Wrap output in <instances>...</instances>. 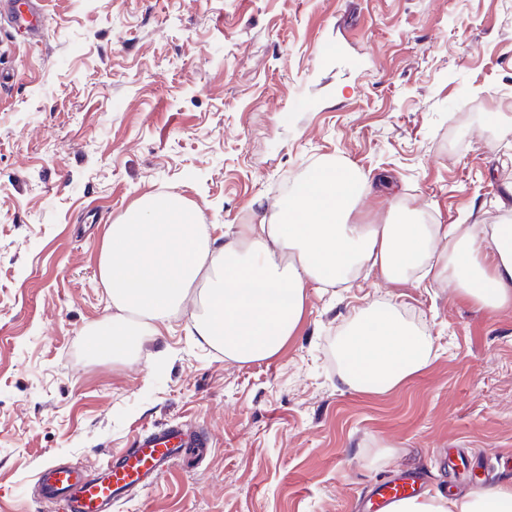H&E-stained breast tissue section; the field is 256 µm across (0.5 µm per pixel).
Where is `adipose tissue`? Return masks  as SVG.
<instances>
[{
    "mask_svg": "<svg viewBox=\"0 0 512 512\" xmlns=\"http://www.w3.org/2000/svg\"><path fill=\"white\" fill-rule=\"evenodd\" d=\"M371 189L358 171L316 163L281 199L276 220L243 225L238 239L221 248L179 198L142 199L110 226L101 252L100 277L115 313L97 332L99 350L120 358L130 337L157 335L201 278L207 288L203 311L192 316L194 330L237 362L281 351L301 321L309 283L343 284L366 268L388 282L437 270L479 308L512 306V224L485 231L349 223ZM442 237L452 250L441 258ZM432 351L431 337L393 307L372 306L355 315L338 346L340 380L357 392H386L423 371ZM390 512H512V482L459 499H405Z\"/></svg>",
    "mask_w": 512,
    "mask_h": 512,
    "instance_id": "ef3b65f1",
    "label": "adipose tissue"
}]
</instances>
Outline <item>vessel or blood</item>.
I'll use <instances>...</instances> for the list:
<instances>
[{"instance_id": "vessel-or-blood-1", "label": "vessel or blood", "mask_w": 512, "mask_h": 512, "mask_svg": "<svg viewBox=\"0 0 512 512\" xmlns=\"http://www.w3.org/2000/svg\"><path fill=\"white\" fill-rule=\"evenodd\" d=\"M0 13L8 14L27 32L41 26L34 0H0ZM209 445L208 436L198 429L179 424L152 428L95 474L77 467L45 465L38 478L39 497L53 505L55 512H111L115 503L131 499L163 477L175 461L187 459L189 449ZM416 493L417 479L410 474L381 485L373 493L375 512H388L393 503Z\"/></svg>"}]
</instances>
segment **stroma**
Instances as JSON below:
<instances>
[{
  "label": "stroma",
  "instance_id": "35a3bbf8",
  "mask_svg": "<svg viewBox=\"0 0 512 512\" xmlns=\"http://www.w3.org/2000/svg\"><path fill=\"white\" fill-rule=\"evenodd\" d=\"M39 38L0 24V512H50V462L95 469L180 422L212 446L115 512H371L512 481V308L447 282L361 273L309 286L295 335L240 363L197 336L195 299L102 358L109 225L179 197L212 236L269 221L335 161L369 176L356 224L512 222V0H44ZM394 305L429 365L384 393L339 380L357 310ZM461 457L455 473L445 456Z\"/></svg>",
  "mask_w": 512,
  "mask_h": 512
}]
</instances>
